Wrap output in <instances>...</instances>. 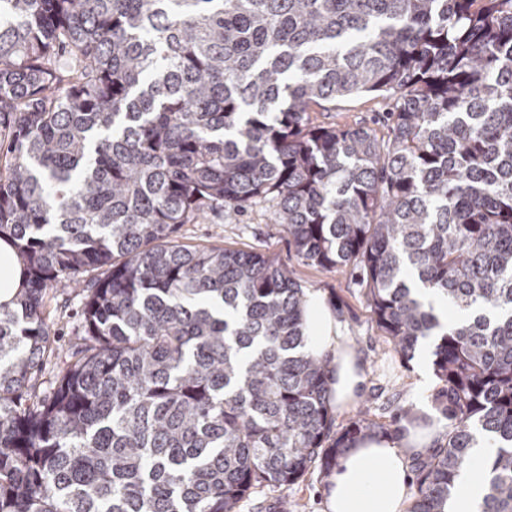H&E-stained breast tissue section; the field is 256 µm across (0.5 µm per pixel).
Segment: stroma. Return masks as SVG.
<instances>
[{"instance_id": "stroma-1", "label": "stroma", "mask_w": 512, "mask_h": 512, "mask_svg": "<svg viewBox=\"0 0 512 512\" xmlns=\"http://www.w3.org/2000/svg\"><path fill=\"white\" fill-rule=\"evenodd\" d=\"M391 106L388 98L361 94L339 99L328 110L313 107L311 118L324 125H363L383 139L387 136L384 114ZM269 210L268 204L258 203L232 220L211 215L198 223L182 225L179 238L192 245L212 243L268 254L280 264L294 268L306 293L323 298L347 345L358 354L364 372L356 399L333 407L337 427H344L360 410L381 424L392 423L404 409L417 415L427 411L433 418H441L435 399L441 386L439 379L434 377L428 385H421L418 357L405 358L395 352L371 313L359 269L350 265L324 270L302 263L291 248L284 227L272 223ZM84 298V292L79 290L48 291L46 309L58 350L44 362L39 373L41 382L53 381L66 367L67 349L81 329ZM329 476L327 470L312 468L296 484L251 495L241 503L239 512H279L284 501L291 504V512H327Z\"/></svg>"}]
</instances>
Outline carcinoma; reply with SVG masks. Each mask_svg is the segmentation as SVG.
Masks as SVG:
<instances>
[{"label": "carcinoma", "instance_id": "1", "mask_svg": "<svg viewBox=\"0 0 512 512\" xmlns=\"http://www.w3.org/2000/svg\"><path fill=\"white\" fill-rule=\"evenodd\" d=\"M363 93L387 139L312 122ZM257 203L360 269L398 354L435 338L450 426L410 512H446L480 440V512H512V0H0V512H238L391 434L334 432L292 269L177 240ZM49 288L86 295L45 395ZM20 265L12 247L0 242V301L8 302L20 283Z\"/></svg>", "mask_w": 512, "mask_h": 512}]
</instances>
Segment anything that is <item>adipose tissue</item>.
I'll use <instances>...</instances> for the list:
<instances>
[{
  "label": "adipose tissue",
  "mask_w": 512,
  "mask_h": 512,
  "mask_svg": "<svg viewBox=\"0 0 512 512\" xmlns=\"http://www.w3.org/2000/svg\"><path fill=\"white\" fill-rule=\"evenodd\" d=\"M306 316L309 344L316 352L340 348V332L324 301L308 296ZM332 391L337 403L356 397L363 371L353 349H340ZM441 433L433 426L409 431L402 439L375 436L353 445L339 460L329 477L327 506L329 512H405L408 464L423 454Z\"/></svg>",
  "instance_id": "adipose-tissue-1"
}]
</instances>
